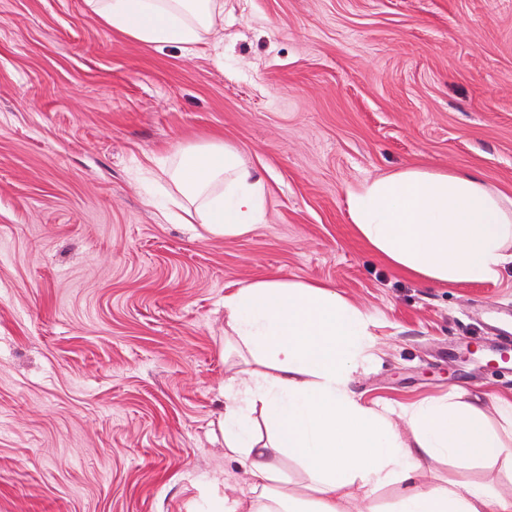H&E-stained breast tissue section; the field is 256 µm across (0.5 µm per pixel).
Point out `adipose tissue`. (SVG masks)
<instances>
[{
	"instance_id": "ef3b65f1",
	"label": "adipose tissue",
	"mask_w": 512,
	"mask_h": 512,
	"mask_svg": "<svg viewBox=\"0 0 512 512\" xmlns=\"http://www.w3.org/2000/svg\"><path fill=\"white\" fill-rule=\"evenodd\" d=\"M113 30L147 45L187 51L210 43L224 0H85ZM186 224L216 238L266 221L263 178L221 140L182 146L158 160ZM356 234L395 269L436 284L497 281L512 264V198L475 173L408 167L348 193ZM226 333L242 362L224 372V454L242 464L247 489L214 496L216 512H380L379 492L400 487L391 512H512L496 464L512 444L491 414L512 421V396L491 406L425 399L398 411L361 401L351 375L373 356L369 318L336 290L267 279L224 295ZM308 479L293 489L281 464ZM448 461L486 469L473 481L414 484Z\"/></svg>"
}]
</instances>
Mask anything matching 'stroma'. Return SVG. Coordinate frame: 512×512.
<instances>
[{"instance_id": "35a3bbf8", "label": "stroma", "mask_w": 512, "mask_h": 512, "mask_svg": "<svg viewBox=\"0 0 512 512\" xmlns=\"http://www.w3.org/2000/svg\"><path fill=\"white\" fill-rule=\"evenodd\" d=\"M221 137L266 179L267 222L213 238L151 175ZM429 165L512 197V0H224L187 53L84 0H0V512H210L224 456V294L278 277L370 318L362 401L512 395L491 364L498 281L389 266L347 193Z\"/></svg>"}]
</instances>
